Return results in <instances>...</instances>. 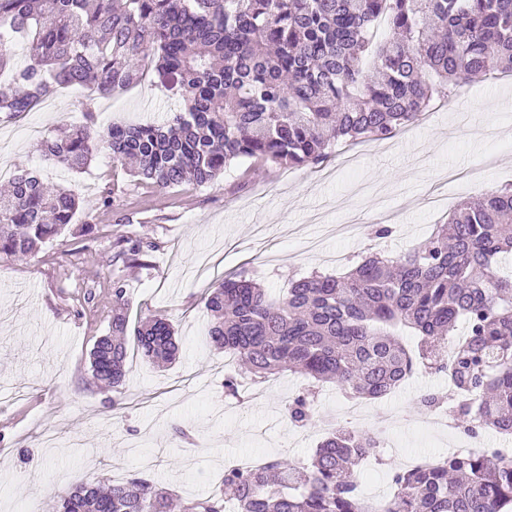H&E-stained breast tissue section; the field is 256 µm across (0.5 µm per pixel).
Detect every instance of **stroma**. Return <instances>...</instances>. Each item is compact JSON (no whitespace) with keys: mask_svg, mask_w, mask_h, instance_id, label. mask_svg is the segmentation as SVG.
I'll use <instances>...</instances> for the list:
<instances>
[{"mask_svg":"<svg viewBox=\"0 0 512 512\" xmlns=\"http://www.w3.org/2000/svg\"><path fill=\"white\" fill-rule=\"evenodd\" d=\"M88 106L105 128L160 119L183 101L148 71L106 98L63 88L32 112L0 114V168L38 171L82 200L76 230L37 253L0 258V383L15 392L0 404V512H26L31 504L48 512L65 486L85 476L145 474L190 498L218 491L225 464L240 456L310 458L320 429L297 441L298 429L284 415L306 378L286 374L255 400L226 397L224 356L207 342L204 294L225 274L246 270L279 295L289 279L354 265L368 241L406 252L447 222L450 203L512 182L505 166L486 163L512 133V79L469 82L446 109L426 112L395 138L352 146L353 161L338 150L302 168L234 165L204 187L135 184L105 148L81 171L57 165L42 141L62 124L82 121ZM388 213L400 221L389 237L375 239ZM353 217L364 225V239L335 233ZM82 224L93 232L80 233ZM126 237L146 246L139 264L117 258ZM116 275L125 281L130 322L166 315L182 343L179 357L164 366L129 348L118 408L90 368V350L108 329ZM448 391L447 375L418 370L386 397L366 401L359 427L377 432L381 445L364 461L361 483L389 494L392 472L463 442L453 427L444 437L423 434L418 399ZM176 426L189 441L173 440ZM47 435L56 448L43 447Z\"/></svg>","mask_w":512,"mask_h":512,"instance_id":"1","label":"stroma"}]
</instances>
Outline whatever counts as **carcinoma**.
Here are the masks:
<instances>
[{"label": "carcinoma", "mask_w": 512, "mask_h": 512, "mask_svg": "<svg viewBox=\"0 0 512 512\" xmlns=\"http://www.w3.org/2000/svg\"><path fill=\"white\" fill-rule=\"evenodd\" d=\"M389 35L377 46L373 29ZM27 41L30 63L8 46ZM152 68L184 106L161 124L88 120L47 139L68 170L106 146L133 159L132 176L158 188L211 183L235 162L307 167L341 141H385L431 102L478 76H512V0H0V112L32 111L59 87L108 97ZM80 197L48 190L18 169L0 196V256H25L71 230ZM118 257L135 264L131 239ZM512 188L458 203L448 223L398 257L365 256L336 276L313 272L280 299L246 271L203 298L210 341L256 381L300 372L353 398H378L423 365L391 328L419 336L420 357L448 375L458 426L512 436ZM125 290L112 281L108 332L91 349L93 377L113 392L126 384L128 344L156 363L175 360L163 315L129 326ZM451 343L443 358L444 344ZM296 426L313 417L306 395L286 408ZM368 432L336 429L305 462L268 459L227 467L218 492L182 500L181 512H512V457L450 454L391 475L383 505L362 498L358 470ZM172 494L134 477L82 478L55 512H171Z\"/></svg>", "instance_id": "1"}]
</instances>
